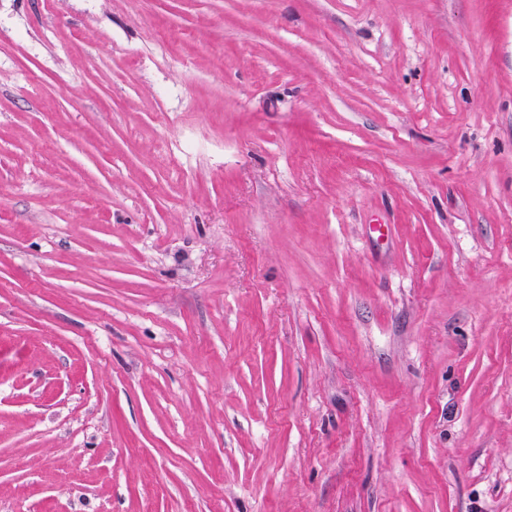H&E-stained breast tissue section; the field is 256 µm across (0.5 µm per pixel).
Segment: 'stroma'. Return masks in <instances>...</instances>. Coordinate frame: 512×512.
Returning <instances> with one entry per match:
<instances>
[{"instance_id": "35a3bbf8", "label": "stroma", "mask_w": 512, "mask_h": 512, "mask_svg": "<svg viewBox=\"0 0 512 512\" xmlns=\"http://www.w3.org/2000/svg\"><path fill=\"white\" fill-rule=\"evenodd\" d=\"M0 512H512V0H0Z\"/></svg>"}]
</instances>
